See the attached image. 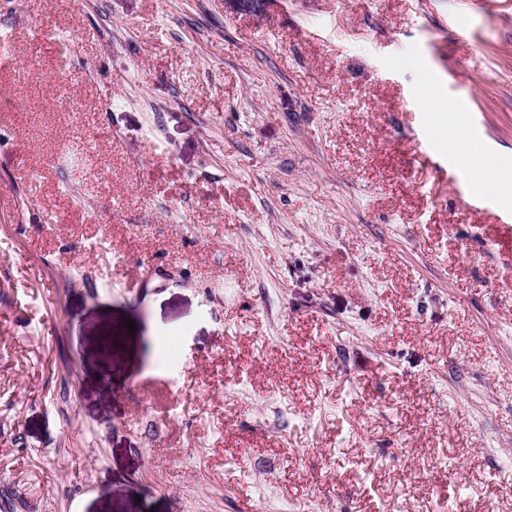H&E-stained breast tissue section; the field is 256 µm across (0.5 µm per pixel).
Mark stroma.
I'll use <instances>...</instances> for the list:
<instances>
[{
	"mask_svg": "<svg viewBox=\"0 0 512 512\" xmlns=\"http://www.w3.org/2000/svg\"><path fill=\"white\" fill-rule=\"evenodd\" d=\"M0 29L6 512H512V0ZM440 112H448V138L457 142L469 159L478 186L483 188H499L505 183L510 185V180L502 176L498 171L485 168L477 150L472 148L469 136L454 121L453 112H456L455 107L448 103Z\"/></svg>",
	"mask_w": 512,
	"mask_h": 512,
	"instance_id": "stroma-1",
	"label": "stroma"
}]
</instances>
